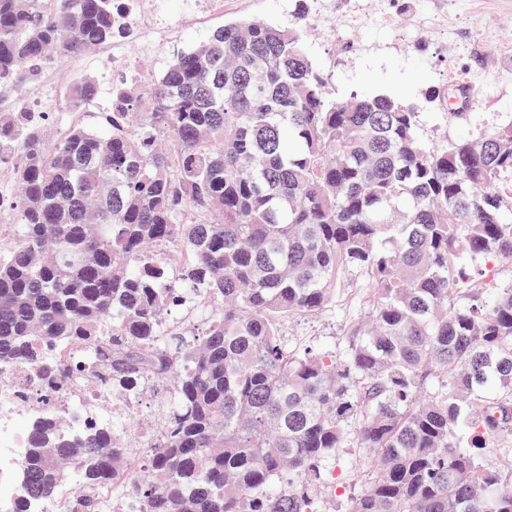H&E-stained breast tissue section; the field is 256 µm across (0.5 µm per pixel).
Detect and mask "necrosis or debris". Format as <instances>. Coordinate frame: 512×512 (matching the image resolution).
<instances>
[{"mask_svg":"<svg viewBox=\"0 0 512 512\" xmlns=\"http://www.w3.org/2000/svg\"><path fill=\"white\" fill-rule=\"evenodd\" d=\"M136 409L107 386L99 371L85 365L80 380H37L16 365L0 374V502L19 490L18 472L27 453L19 421L66 415L76 426L109 423L135 415Z\"/></svg>","mask_w":512,"mask_h":512,"instance_id":"1","label":"necrosis or debris"}]
</instances>
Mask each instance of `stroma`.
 <instances>
[{"mask_svg":"<svg viewBox=\"0 0 512 512\" xmlns=\"http://www.w3.org/2000/svg\"><path fill=\"white\" fill-rule=\"evenodd\" d=\"M330 2L308 27L307 46L336 94H387L412 103L422 112L429 135L439 137L449 129L429 93L447 87L449 72L460 70L471 88L470 110L482 124L512 115V0H391L387 22L378 19L381 0H359L367 21L350 32L340 26L347 0ZM295 8V0H163L153 42L135 29L114 45L51 62L34 81L1 91L0 111H10L16 100L35 99L40 111L51 114L55 131H65L75 121L96 125L116 79L106 63L113 47L129 57L135 78L147 71L158 75L174 56L225 23L258 18L284 26L293 21ZM86 78L94 81L97 98L70 110L57 86ZM367 312L365 277L355 273L335 302L316 314L288 320L285 334L297 345L332 343Z\"/></svg>","mask_w":512,"mask_h":512,"instance_id":"35a3bbf8","label":"stroma"}]
</instances>
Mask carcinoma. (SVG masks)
<instances>
[{"label":"carcinoma","mask_w":512,"mask_h":512,"mask_svg":"<svg viewBox=\"0 0 512 512\" xmlns=\"http://www.w3.org/2000/svg\"><path fill=\"white\" fill-rule=\"evenodd\" d=\"M123 0H0V89L130 30ZM96 85L73 84L75 107ZM386 94L338 96L304 30L229 22L156 79L112 87L94 127L0 113V369L47 378L52 342L167 407L146 448L117 426L30 427L23 495L119 485L130 512H323V463L369 454L349 512H512V118L429 140ZM368 277L343 350L291 344L289 318ZM189 305L196 320H164ZM501 458L489 465L483 450Z\"/></svg>","instance_id":"obj_1"}]
</instances>
